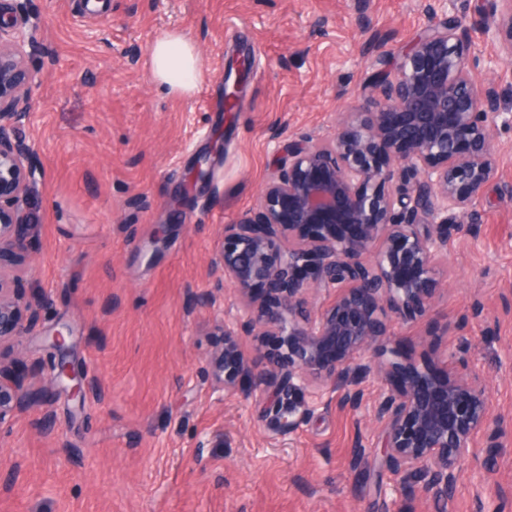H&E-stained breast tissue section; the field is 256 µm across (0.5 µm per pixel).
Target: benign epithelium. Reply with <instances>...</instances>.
<instances>
[{
  "mask_svg": "<svg viewBox=\"0 0 512 512\" xmlns=\"http://www.w3.org/2000/svg\"><path fill=\"white\" fill-rule=\"evenodd\" d=\"M431 22L373 92L340 114L333 136L285 150L254 206L225 227L204 305L217 308L224 348L208 359L215 392L254 404L276 435L295 432L340 400L358 406L359 385L380 371L369 353L399 322L426 317L445 283L448 238L480 220L477 201L501 155L493 129L512 121L491 83L468 68L471 39L448 0H428ZM34 0H0V341L26 336L48 299L20 305L6 265L29 257L35 216L34 151L23 136L39 87L35 56L51 48ZM482 34L512 58V0H493ZM236 314L217 306L224 287ZM50 383L80 398L84 380L66 339ZM395 382L375 406L381 461L422 492L448 500L476 455L473 436L497 423L482 378L446 367L434 374L394 363ZM28 403L19 375L0 370V429Z\"/></svg>",
  "mask_w": 512,
  "mask_h": 512,
  "instance_id": "1",
  "label": "benign epithelium"
}]
</instances>
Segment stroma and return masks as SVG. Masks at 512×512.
<instances>
[{
  "instance_id": "1",
  "label": "stroma",
  "mask_w": 512,
  "mask_h": 512,
  "mask_svg": "<svg viewBox=\"0 0 512 512\" xmlns=\"http://www.w3.org/2000/svg\"><path fill=\"white\" fill-rule=\"evenodd\" d=\"M38 0L41 86L23 134L32 145L38 223L19 293L52 303L29 335L0 344V367L34 399L0 431V512H512V126L493 130L501 156L478 201L472 235L448 240L445 291L425 320L397 326L385 358L481 375L498 441L476 457L447 505L400 486L385 467L353 469L355 443L376 442L372 408L332 405L271 437L239 396L213 392L207 361L223 338L201 302L226 225L277 172L269 135H330L369 95L371 38L395 64L423 31L422 0ZM490 0H449L465 21L470 67L512 113V61L481 29ZM195 47L202 77L189 95L154 81L149 52L171 31ZM246 60L234 111L224 72ZM206 182L192 181L198 162ZM68 328L71 360L89 383L72 415L47 383L45 339ZM496 461L493 482L476 473Z\"/></svg>"
}]
</instances>
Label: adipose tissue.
I'll list each match as a JSON object with an SVG mask.
<instances>
[{
    "label": "adipose tissue",
    "mask_w": 512,
    "mask_h": 512,
    "mask_svg": "<svg viewBox=\"0 0 512 512\" xmlns=\"http://www.w3.org/2000/svg\"><path fill=\"white\" fill-rule=\"evenodd\" d=\"M150 64L154 80L169 93L191 94L200 81L201 69L194 47L179 32H169L152 45Z\"/></svg>",
    "instance_id": "adipose-tissue-1"
}]
</instances>
